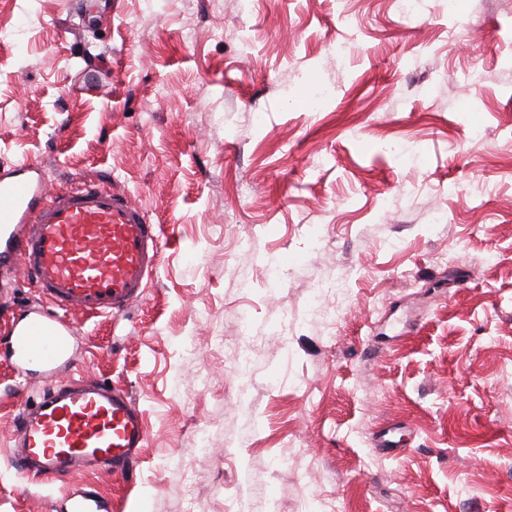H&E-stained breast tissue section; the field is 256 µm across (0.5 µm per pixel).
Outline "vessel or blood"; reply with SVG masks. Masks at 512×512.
Returning a JSON list of instances; mask_svg holds the SVG:
<instances>
[{
  "label": "vessel or blood",
  "instance_id": "vessel-or-blood-1",
  "mask_svg": "<svg viewBox=\"0 0 512 512\" xmlns=\"http://www.w3.org/2000/svg\"><path fill=\"white\" fill-rule=\"evenodd\" d=\"M160 231L109 173L49 186L27 163L0 174V277L23 275L40 299L10 330V357L22 375L48 380L16 414L12 466L65 478L132 470L147 441L142 412L126 389L70 367L87 320L115 317L146 296L156 274ZM95 486L66 494L56 512H104Z\"/></svg>",
  "mask_w": 512,
  "mask_h": 512
}]
</instances>
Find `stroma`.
<instances>
[{
  "label": "stroma",
  "mask_w": 512,
  "mask_h": 512,
  "mask_svg": "<svg viewBox=\"0 0 512 512\" xmlns=\"http://www.w3.org/2000/svg\"><path fill=\"white\" fill-rule=\"evenodd\" d=\"M25 161L112 172L161 228L145 301L88 320L71 369L132 393L146 445L72 485L112 512H512V0H0V167ZM334 280L332 323L308 299ZM42 388L0 356V512L64 491L6 462Z\"/></svg>",
  "instance_id": "stroma-1"
}]
</instances>
